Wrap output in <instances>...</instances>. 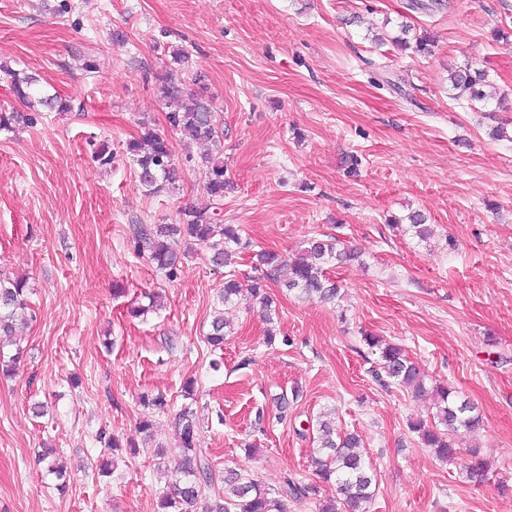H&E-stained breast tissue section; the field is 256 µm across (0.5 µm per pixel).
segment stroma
I'll use <instances>...</instances> for the list:
<instances>
[{
  "instance_id": "stroma-1",
  "label": "stroma",
  "mask_w": 512,
  "mask_h": 512,
  "mask_svg": "<svg viewBox=\"0 0 512 512\" xmlns=\"http://www.w3.org/2000/svg\"><path fill=\"white\" fill-rule=\"evenodd\" d=\"M423 2L0 0V63L72 105L0 131V278H25L32 309L14 336L27 355L0 379V512H157L182 478L174 418L186 406L215 470L246 469L272 494L290 478L318 484V498H285L286 512H318L336 494L317 481L312 437L297 433L326 409L364 438L377 472L370 512H512V0ZM404 22L431 37L430 53L393 44ZM176 49L224 130L236 184L224 223L286 258L315 235L363 253L336 269V304L268 285L274 344L257 303L225 308L233 331L217 371L205 336L223 269L193 244L168 280L130 235L132 222L214 207L193 161L203 148H184L157 93ZM466 64L488 74L484 104L450 94L449 71ZM144 121L167 135L179 170L175 190L155 196L124 156ZM104 145L112 164L97 159ZM414 210L434 230L427 241L391 225ZM153 292L162 308L131 317ZM366 333L475 404L483 423L460 445L489 463L484 482L412 438L408 420L430 418L432 404L374 381ZM295 387L279 421L273 397ZM145 393L168 401L148 436ZM102 429L137 447L107 476ZM46 447L65 491L38 459Z\"/></svg>"
}]
</instances>
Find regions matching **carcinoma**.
<instances>
[{
	"mask_svg": "<svg viewBox=\"0 0 512 512\" xmlns=\"http://www.w3.org/2000/svg\"><path fill=\"white\" fill-rule=\"evenodd\" d=\"M10 78V90L26 108L24 112H0V131H12L20 126L34 124L41 112L64 108L66 103L57 94H49L39 87L37 75L17 72L0 65ZM487 75L470 66L460 67L449 73L448 81L453 98L465 97L470 101L484 102L486 95L482 87ZM158 94L167 108L166 121L171 130L181 133L195 143L218 145L224 137V129L217 119L212 100L204 90L187 89L185 80L169 69L160 79ZM126 155L135 166L139 182L150 195L175 189L177 170L170 143L165 135L146 126L142 136L127 144ZM204 172V189L216 202L224 201V193L231 189L225 177L224 157L221 150L200 156ZM176 224H134L132 240L137 251L174 281L181 270L184 254L179 242L193 239L208 247L210 261L216 267L227 265L229 257L249 247L242 238L238 226L222 224L218 213L186 208ZM406 231L423 241L430 234L426 216L419 210L406 217ZM255 267L263 276L251 280L248 291L262 306L265 320L273 323L271 302L266 295L264 280H273L288 291H296L307 299L332 302L339 298V286L324 274L327 266H342L358 258V253L341 246L334 238L311 237L306 246L293 259L280 254L260 250L255 254ZM242 284L235 275L224 278V287L219 300L225 306L238 302ZM26 281L0 279V345H13V332L18 314L28 309ZM224 317L214 318L206 342L214 349L224 346ZM373 361L372 373L380 385L403 387L415 396L428 395L432 400L433 415L430 421L416 420L408 425L420 444L429 448L441 460L456 457L459 444L456 438L471 433L482 424L476 407L460 398L457 391L444 384H426V375L421 367L411 360L405 350L382 339L366 335L363 338ZM316 432V448L312 463L315 475L323 482H333L339 500H331L319 508V512H368L376 489V473L373 465L357 451L362 439L353 433L341 435L336 432L335 421L328 414L309 422ZM177 431L184 449L182 462L183 479L163 491L159 500V512H189L206 490L216 482L224 483L223 498L206 507V512H283L281 500L269 497V493L249 477L243 469L227 468L219 475L199 448V435L194 413L184 408L177 419ZM470 464L467 474L480 481L487 475L488 464L478 457L475 448L469 449ZM285 495L297 499H308L317 495L313 484L286 481L282 489Z\"/></svg>",
	"mask_w": 512,
	"mask_h": 512,
	"instance_id": "1",
	"label": "carcinoma"
}]
</instances>
